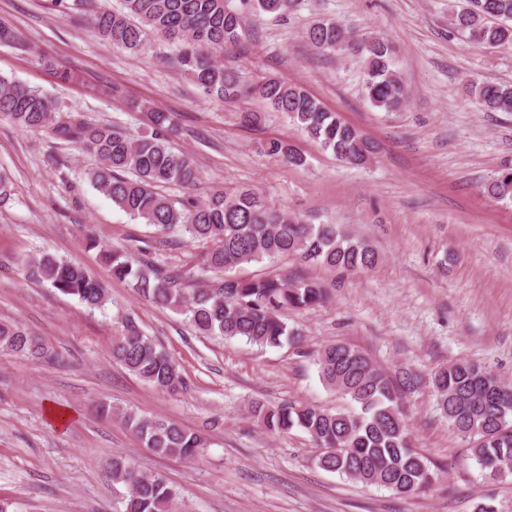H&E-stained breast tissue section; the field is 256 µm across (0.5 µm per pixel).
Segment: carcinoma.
<instances>
[{"label":"carcinoma","mask_w":512,"mask_h":512,"mask_svg":"<svg viewBox=\"0 0 512 512\" xmlns=\"http://www.w3.org/2000/svg\"><path fill=\"white\" fill-rule=\"evenodd\" d=\"M292 2L239 0L240 7L232 8L229 0H122L116 11L92 12L90 24L100 37L131 52L142 50L151 35L179 46L178 66L207 93L226 103L257 97L340 161L364 165L372 158L373 144L303 87L271 76L246 83L235 68L217 59V53L238 40L243 14L284 16ZM54 4L64 15L84 14L92 6L91 0ZM450 25L477 45H512V0H466L465 7L451 12ZM307 38L322 51L363 58L364 90L373 106L388 112L405 106L407 89L387 40L373 35L355 39L334 21L317 24ZM469 95L487 112L512 114V86L475 83ZM0 115L25 130L47 128L59 143L94 156L97 164L88 170V182L131 218L163 234L176 233L206 245L200 276L188 290L183 271L159 268L128 250L87 237L88 246L99 249L110 264L112 277L128 282L141 298L184 316L204 335L242 338L261 347H279L285 340L298 343L300 333L288 327L283 311L320 306L329 297L328 288L315 279L288 272L252 278L225 275L231 268L291 256L357 274L379 263L366 241L350 237L335 224H312L249 188L216 191L204 201L187 197L179 202L161 194L165 184L191 189L201 178L193 159L172 147L177 132L172 112L149 113L150 134L132 141L80 114L56 116L40 92L0 74ZM265 151L290 166L306 164L304 155L285 140H269ZM487 191L498 200L512 199V169L492 180ZM24 270L27 279L47 282L90 309H102L108 302L103 285L77 263L35 254L24 261ZM0 351L57 361L41 337L10 322L0 321ZM112 360L161 392L177 394L185 387L176 361L131 316L120 321L113 337ZM315 364L347 407L287 403L271 408L255 401L250 415L272 434L293 429L308 434L319 450L315 462L324 470L403 496L429 489L438 466L412 445L403 413V397L417 385L415 376L403 371L395 379L365 352L341 342L325 346ZM430 384L448 426L468 442L470 458L484 478L499 480L501 469H512V384L468 360L438 368ZM119 416L157 455L188 460L206 447L202 434L176 423L133 411ZM110 470L112 481L127 488L123 512H182L163 476L144 474L119 455L112 457Z\"/></svg>","instance_id":"carcinoma-1"}]
</instances>
